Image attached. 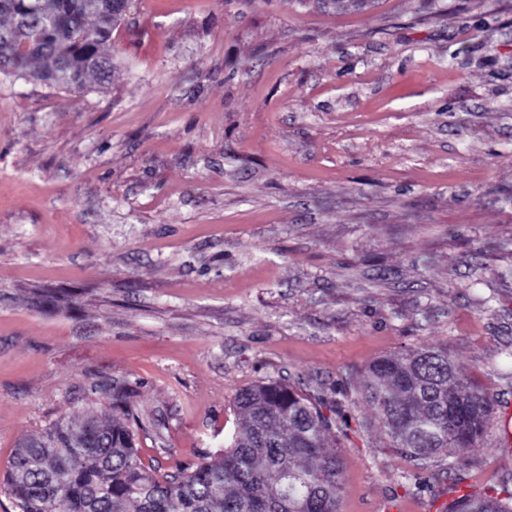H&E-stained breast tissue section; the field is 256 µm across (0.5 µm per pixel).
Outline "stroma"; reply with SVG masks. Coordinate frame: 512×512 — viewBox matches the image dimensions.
<instances>
[{
    "instance_id": "35a3bbf8",
    "label": "stroma",
    "mask_w": 512,
    "mask_h": 512,
    "mask_svg": "<svg viewBox=\"0 0 512 512\" xmlns=\"http://www.w3.org/2000/svg\"><path fill=\"white\" fill-rule=\"evenodd\" d=\"M109 49L101 90L0 76V478L112 380L171 472L260 380L444 347L482 439L420 468L350 393L340 512L512 487V0H131Z\"/></svg>"
}]
</instances>
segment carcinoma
Instances as JSON below:
<instances>
[{
  "mask_svg": "<svg viewBox=\"0 0 512 512\" xmlns=\"http://www.w3.org/2000/svg\"><path fill=\"white\" fill-rule=\"evenodd\" d=\"M128 0H0V74L68 90L102 89L105 47ZM387 446L428 468L482 437L493 400L446 349H412L372 362L356 384ZM237 429L219 462L158 475L130 424L94 415L54 423L17 445L5 486L19 512H339L342 461L324 451L347 422L301 389L267 379L234 398ZM445 512H512V490L486 487Z\"/></svg>",
  "mask_w": 512,
  "mask_h": 512,
  "instance_id": "cac0c4a2",
  "label": "carcinoma"
}]
</instances>
